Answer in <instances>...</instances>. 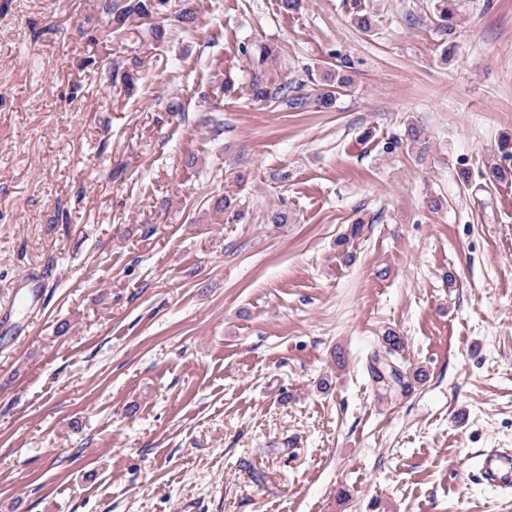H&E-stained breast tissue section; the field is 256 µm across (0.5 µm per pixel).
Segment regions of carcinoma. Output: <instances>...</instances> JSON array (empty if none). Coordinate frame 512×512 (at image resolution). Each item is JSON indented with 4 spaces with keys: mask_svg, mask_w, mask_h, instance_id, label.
I'll return each instance as SVG.
<instances>
[{
    "mask_svg": "<svg viewBox=\"0 0 512 512\" xmlns=\"http://www.w3.org/2000/svg\"><path fill=\"white\" fill-rule=\"evenodd\" d=\"M455 2L456 0H432L431 3L429 21L444 42L453 31ZM95 7L99 19L106 23L104 27L86 31L89 41L95 44L109 41L112 36L130 30L137 20H147L169 11L174 14L179 32H193L197 28V11L192 6V0H178L176 10L172 9L171 0H96ZM348 13L351 22L362 33L375 34L376 20L367 10L364 0H350ZM240 53L251 68L249 93L251 100L256 103H275L294 112H304L311 101L315 100L322 108L330 109L334 105L336 94L350 87L352 83L348 74L350 60L338 55L336 71L323 76L321 87L316 89L315 97L311 98L275 79L270 69V64L277 55L274 46L264 42H249L241 45ZM104 72L107 80L113 83L122 82L126 91L135 88L134 78L118 61L109 60L105 64ZM383 343L385 354H373L368 365L372 382L384 390H408L410 383L406 382V376L398 363L399 352L404 348L402 337L389 330L383 335Z\"/></svg>",
    "mask_w": 512,
    "mask_h": 512,
    "instance_id": "cac0c4a2",
    "label": "carcinoma"
}]
</instances>
